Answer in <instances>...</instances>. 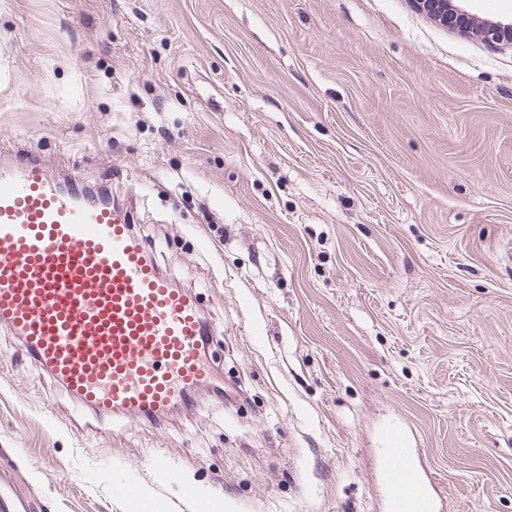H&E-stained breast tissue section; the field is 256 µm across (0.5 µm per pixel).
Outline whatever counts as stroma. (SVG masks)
<instances>
[{"instance_id": "1", "label": "stroma", "mask_w": 512, "mask_h": 512, "mask_svg": "<svg viewBox=\"0 0 512 512\" xmlns=\"http://www.w3.org/2000/svg\"><path fill=\"white\" fill-rule=\"evenodd\" d=\"M32 153L134 199L241 392L101 420L1 329L37 512H387L392 423L444 512H512V47L411 0H0V164Z\"/></svg>"}]
</instances>
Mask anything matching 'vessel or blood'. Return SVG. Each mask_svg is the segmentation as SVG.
<instances>
[{
	"label": "vessel or blood",
	"instance_id": "vessel-or-blood-1",
	"mask_svg": "<svg viewBox=\"0 0 512 512\" xmlns=\"http://www.w3.org/2000/svg\"><path fill=\"white\" fill-rule=\"evenodd\" d=\"M133 211L50 176L29 156L0 169V327L30 363L100 418L162 423L210 385L213 328L197 295L173 285ZM389 512H439L433 482L400 427L380 450ZM0 512H34L18 477L0 470Z\"/></svg>",
	"mask_w": 512,
	"mask_h": 512
}]
</instances>
